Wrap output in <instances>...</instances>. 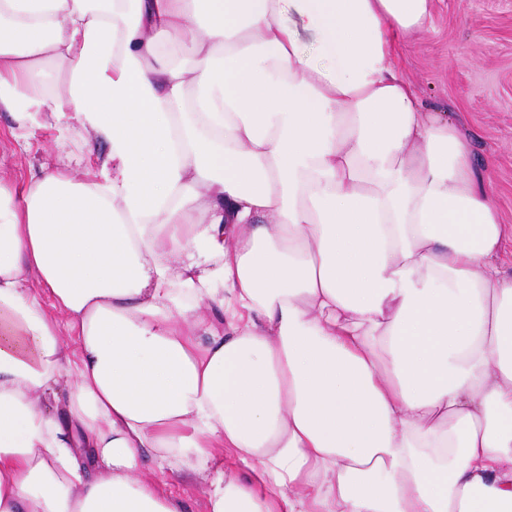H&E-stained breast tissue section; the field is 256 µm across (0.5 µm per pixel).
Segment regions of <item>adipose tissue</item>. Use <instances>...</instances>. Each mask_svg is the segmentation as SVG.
Segmentation results:
<instances>
[{
    "mask_svg": "<svg viewBox=\"0 0 512 512\" xmlns=\"http://www.w3.org/2000/svg\"><path fill=\"white\" fill-rule=\"evenodd\" d=\"M431 8L0 0L18 139L105 146L0 182V512H187L147 458L208 512H512V225L394 65ZM141 476L154 482L164 494L185 501L193 512H207L205 486L200 479L184 480L177 473L160 471L149 458L142 467Z\"/></svg>",
    "mask_w": 512,
    "mask_h": 512,
    "instance_id": "obj_1",
    "label": "adipose tissue"
}]
</instances>
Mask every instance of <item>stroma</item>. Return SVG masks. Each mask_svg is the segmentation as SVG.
Here are the masks:
<instances>
[{"label":"stroma","instance_id":"1","mask_svg":"<svg viewBox=\"0 0 512 512\" xmlns=\"http://www.w3.org/2000/svg\"><path fill=\"white\" fill-rule=\"evenodd\" d=\"M396 66L428 111L448 113L468 134L480 171L496 191L502 221L512 224V0H433L430 27L401 44ZM10 126L1 115L4 182H21L30 168L55 164L61 138L80 177L105 151L91 133L52 127L33 130L25 149ZM141 475L192 512H207L203 481L182 479L149 461Z\"/></svg>","mask_w":512,"mask_h":512}]
</instances>
